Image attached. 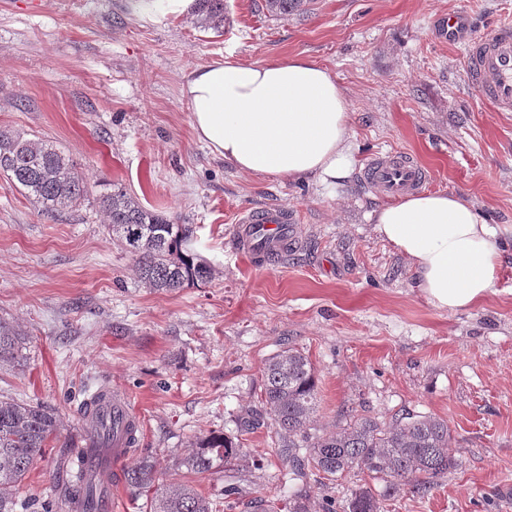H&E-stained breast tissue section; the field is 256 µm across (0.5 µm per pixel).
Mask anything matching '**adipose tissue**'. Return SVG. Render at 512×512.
Segmentation results:
<instances>
[{"mask_svg": "<svg viewBox=\"0 0 512 512\" xmlns=\"http://www.w3.org/2000/svg\"><path fill=\"white\" fill-rule=\"evenodd\" d=\"M183 94L198 141L239 171L309 178L332 193L354 169L347 99L312 60L216 61L194 70ZM372 218L436 307L464 309L493 288L507 230L469 202L445 191L406 194Z\"/></svg>", "mask_w": 512, "mask_h": 512, "instance_id": "obj_1", "label": "adipose tissue"}]
</instances>
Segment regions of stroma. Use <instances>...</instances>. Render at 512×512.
I'll use <instances>...</instances> for the list:
<instances>
[{"instance_id": "stroma-1", "label": "stroma", "mask_w": 512, "mask_h": 512, "mask_svg": "<svg viewBox=\"0 0 512 512\" xmlns=\"http://www.w3.org/2000/svg\"><path fill=\"white\" fill-rule=\"evenodd\" d=\"M263 0H224L222 32L195 15L133 10L129 0H0V130L53 142L99 188L195 227L210 282L175 292L140 282L96 200L43 214L0 176V317L26 334L25 357L0 370V393L55 409L61 440L81 426L78 405L107 386L126 394L139 446L114 467L112 512H145L120 479L156 458L166 478L212 431L239 436L261 467L194 474L205 495L239 488L232 512L256 498L283 512L294 489L270 426L238 435L257 407L265 362L292 346L318 378L314 433L356 412L447 420L459 461L420 494L384 512H512V259L495 288L457 311L430 304L407 263L367 214L386 196L366 184L373 160L402 155L427 189L512 225V112L495 111L465 78L461 42L441 40L444 15L466 14L467 36L512 21V0H310L269 16ZM304 56L335 77L349 106L357 163L334 195L311 181L244 173L210 153L181 89L198 67L226 58ZM297 217L275 260L236 248L248 209ZM55 449L20 498L53 499Z\"/></svg>"}]
</instances>
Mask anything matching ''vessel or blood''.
I'll use <instances>...</instances> for the list:
<instances>
[{
    "instance_id": "vessel-or-blood-1",
    "label": "vessel or blood",
    "mask_w": 512,
    "mask_h": 512,
    "mask_svg": "<svg viewBox=\"0 0 512 512\" xmlns=\"http://www.w3.org/2000/svg\"><path fill=\"white\" fill-rule=\"evenodd\" d=\"M466 78L500 112H512V23L494 27L486 36L466 42ZM425 171L409 158L392 156L373 161L367 181L378 193L399 195L425 182ZM295 215L266 209L252 210L240 219L237 248L242 255L266 256L295 233ZM102 404L112 422L113 461H122L134 421L128 399L118 391L105 390Z\"/></svg>"
}]
</instances>
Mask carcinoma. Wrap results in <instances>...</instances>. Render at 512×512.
<instances>
[{
  "label": "carcinoma",
  "mask_w": 512,
  "mask_h": 512,
  "mask_svg": "<svg viewBox=\"0 0 512 512\" xmlns=\"http://www.w3.org/2000/svg\"><path fill=\"white\" fill-rule=\"evenodd\" d=\"M306 0H264L271 16L288 17L304 11ZM197 24L224 28V0H196ZM0 174L48 215L78 209L93 192L88 177L56 145L31 140L19 133L0 131ZM112 235L136 263L141 282L162 291L203 284L213 268L192 249L195 228L174 224L142 207L119 187L97 196ZM24 335L19 326L0 318V368L19 359ZM260 407L237 419V431L246 433L265 422L275 430L278 453L291 464L289 479L304 483L315 472L332 480L355 469L372 475L380 488L362 487L351 494L342 512H383L387 497L405 489L425 491L459 466L451 453L453 435L448 421L434 416L406 414L390 422L353 415L346 425L311 434L316 415L317 379L313 363L290 347L270 357L262 373ZM60 417L39 402L0 394V512H24L33 503L17 493L44 450L58 438ZM81 444L69 447L104 448L108 430L96 428L80 435ZM234 460H257L241 448L238 438L211 432L197 438L180 466L195 474L211 473ZM157 462L148 457L124 473L135 494L152 492L150 512H222L232 508L183 481L155 485ZM66 512H97L100 490L84 473L56 485ZM288 512H311V494L296 488L288 497Z\"/></svg>",
  "instance_id": "carcinoma-1"
}]
</instances>
